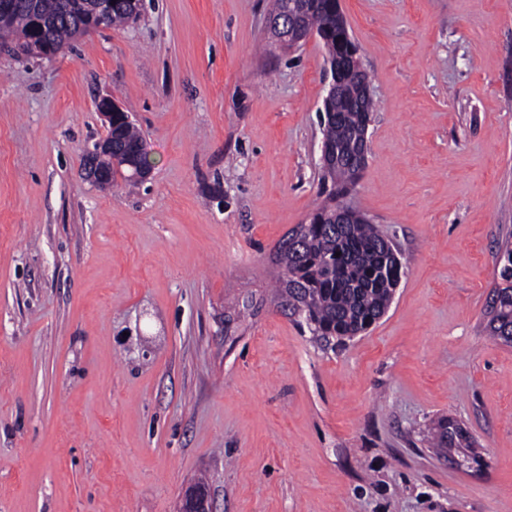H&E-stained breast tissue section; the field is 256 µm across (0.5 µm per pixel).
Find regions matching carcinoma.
I'll return each mask as SVG.
<instances>
[{
    "mask_svg": "<svg viewBox=\"0 0 512 512\" xmlns=\"http://www.w3.org/2000/svg\"><path fill=\"white\" fill-rule=\"evenodd\" d=\"M301 5L296 24L310 32L326 33L323 45L330 57L343 49L336 31L346 26L336 0H274V13L288 11V3ZM7 16H0V49L16 55L50 57L90 27L95 0H12ZM143 0H116L112 12L101 24L118 27L137 19ZM374 101L353 103L352 84L331 102L323 113V140L331 154L345 160L322 166L331 182L326 201L311 214L300 232L290 233L276 250L278 292L288 298L293 314L307 325L316 339L329 344L350 339L371 326L386 312L398 284L401 267L397 250L388 237L366 220L361 212L344 211L336 223L341 202L354 187L366 167V159L352 160L365 151V124L374 112ZM115 154H140L148 162L142 133L121 116L112 130ZM495 288L486 331L506 346H512V244L499 248L494 269ZM436 448H469L466 430L446 419L437 421L432 435Z\"/></svg>",
    "mask_w": 512,
    "mask_h": 512,
    "instance_id": "carcinoma-1",
    "label": "carcinoma"
}]
</instances>
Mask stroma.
<instances>
[{
	"mask_svg": "<svg viewBox=\"0 0 512 512\" xmlns=\"http://www.w3.org/2000/svg\"><path fill=\"white\" fill-rule=\"evenodd\" d=\"M377 103L349 201L397 244L386 314L315 342L273 293L322 180L319 40L271 0H143L56 56L0 51V512H512V0H340ZM111 96L146 181L82 176ZM447 418L474 445L447 455ZM494 269L495 288L488 311L486 331L496 341L512 346V244L499 248ZM491 308V313H490ZM435 448H470L472 442L466 430L448 419L437 421L432 435Z\"/></svg>",
	"mask_w": 512,
	"mask_h": 512,
	"instance_id": "obj_1",
	"label": "stroma"
}]
</instances>
